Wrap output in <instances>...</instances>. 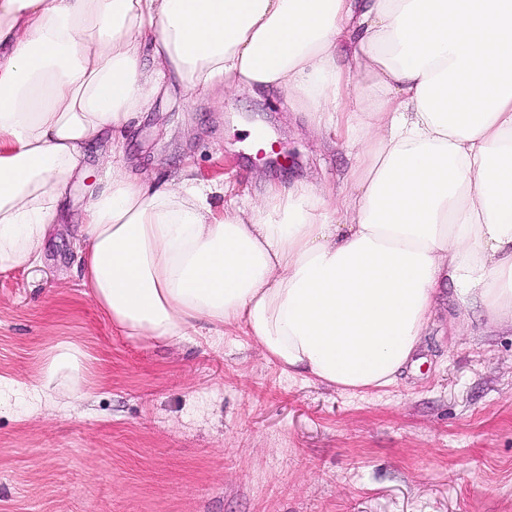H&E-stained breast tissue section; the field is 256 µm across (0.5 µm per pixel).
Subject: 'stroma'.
Masks as SVG:
<instances>
[{"instance_id": "stroma-1", "label": "stroma", "mask_w": 512, "mask_h": 512, "mask_svg": "<svg viewBox=\"0 0 512 512\" xmlns=\"http://www.w3.org/2000/svg\"><path fill=\"white\" fill-rule=\"evenodd\" d=\"M186 95L169 81L133 121L131 169L163 179L193 163L230 183V207L270 181L344 187L347 150L287 93L241 88L219 107L201 94L190 110ZM255 127L287 163L257 157ZM112 150L85 147L42 265L0 272V377L33 381L60 344L87 357L78 401L66 377L0 398V512H512L511 331L450 335L444 294L414 365L358 393L284 373L238 327L217 343L121 336L74 272V227Z\"/></svg>"}]
</instances>
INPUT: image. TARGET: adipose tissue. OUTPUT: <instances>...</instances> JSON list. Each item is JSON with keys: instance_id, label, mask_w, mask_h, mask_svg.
<instances>
[{"instance_id": "obj_1", "label": "adipose tissue", "mask_w": 512, "mask_h": 512, "mask_svg": "<svg viewBox=\"0 0 512 512\" xmlns=\"http://www.w3.org/2000/svg\"><path fill=\"white\" fill-rule=\"evenodd\" d=\"M168 75L287 92L355 162L346 190L230 208L194 165L147 180L110 155L76 272L119 334L243 327L288 375L362 392L410 364L442 288L512 329V0H0L1 272L41 264L84 146ZM82 369L59 345L0 393Z\"/></svg>"}]
</instances>
